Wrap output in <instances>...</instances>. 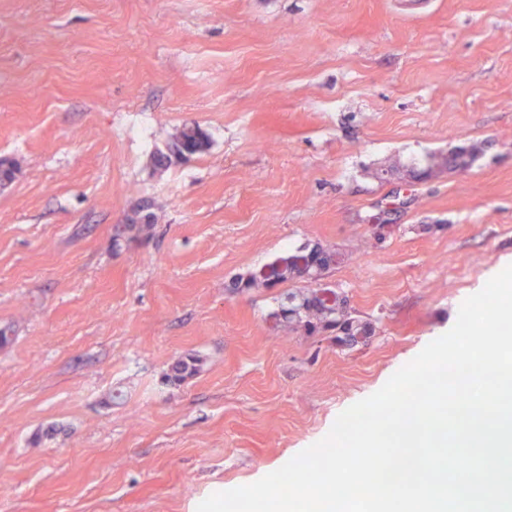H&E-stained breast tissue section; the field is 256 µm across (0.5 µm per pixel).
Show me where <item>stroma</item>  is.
I'll return each mask as SVG.
<instances>
[{
  "mask_svg": "<svg viewBox=\"0 0 512 512\" xmlns=\"http://www.w3.org/2000/svg\"><path fill=\"white\" fill-rule=\"evenodd\" d=\"M1 157L0 512H196L512 264V0H0ZM315 244L358 342L275 319L306 282L235 287ZM207 133L196 122L186 123L165 152H156L154 164L160 169L168 168L173 161L203 152L208 145ZM480 148L477 146L459 147L456 151L443 156L436 153L427 154L423 162L412 160L406 167L411 175L416 179H429L435 176L441 169L455 172L458 168L468 171L480 154Z\"/></svg>",
  "mask_w": 512,
  "mask_h": 512,
  "instance_id": "1",
  "label": "stroma"
}]
</instances>
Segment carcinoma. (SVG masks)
I'll return each instance as SVG.
<instances>
[{"label":"carcinoma","instance_id":"obj_1","mask_svg":"<svg viewBox=\"0 0 512 512\" xmlns=\"http://www.w3.org/2000/svg\"><path fill=\"white\" fill-rule=\"evenodd\" d=\"M207 133L195 122L185 124L176 138L167 146L166 151L154 154V164L160 169L169 167L174 161L203 152L208 145ZM480 154L477 146L459 147L443 156L430 153L421 162L411 161L408 171L416 179H429L441 169L455 171L459 168L470 169ZM333 262L326 260L318 267L309 263V249L304 248L290 256L271 264L240 283L242 288H271L292 279L317 282ZM325 288L314 289L308 295L289 297L291 305L275 313V317L291 326L302 327L308 333L336 330L351 339L365 327L348 317L345 301L336 292H331L333 300L326 302L321 294Z\"/></svg>","mask_w":512,"mask_h":512}]
</instances>
